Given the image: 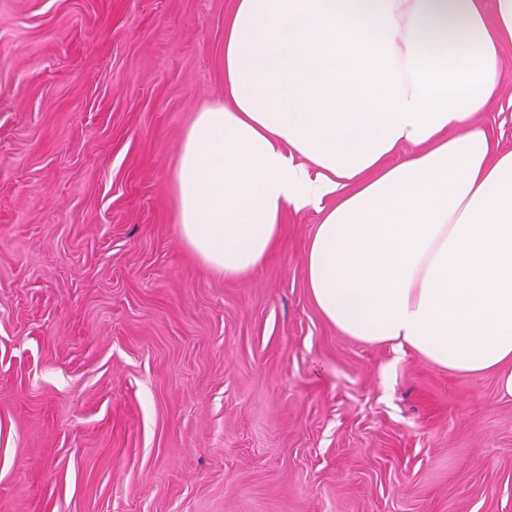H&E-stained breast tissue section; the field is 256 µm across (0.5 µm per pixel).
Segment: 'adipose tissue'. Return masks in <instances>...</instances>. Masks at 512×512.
Wrapping results in <instances>:
<instances>
[{"label": "adipose tissue", "instance_id": "obj_1", "mask_svg": "<svg viewBox=\"0 0 512 512\" xmlns=\"http://www.w3.org/2000/svg\"><path fill=\"white\" fill-rule=\"evenodd\" d=\"M508 45L512 0H235L224 99L175 169L183 243L244 278L286 208L318 209L306 280L330 323L512 397V151L477 123Z\"/></svg>", "mask_w": 512, "mask_h": 512}]
</instances>
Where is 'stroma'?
<instances>
[{"mask_svg": "<svg viewBox=\"0 0 512 512\" xmlns=\"http://www.w3.org/2000/svg\"><path fill=\"white\" fill-rule=\"evenodd\" d=\"M233 6L0 0V512H512V398L330 324L315 209L245 279L182 244Z\"/></svg>", "mask_w": 512, "mask_h": 512, "instance_id": "1", "label": "stroma"}]
</instances>
